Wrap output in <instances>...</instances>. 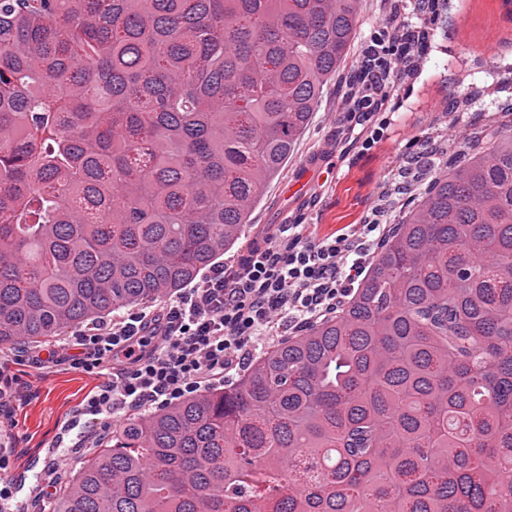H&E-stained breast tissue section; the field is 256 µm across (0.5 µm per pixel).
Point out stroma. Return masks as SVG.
<instances>
[{
    "mask_svg": "<svg viewBox=\"0 0 512 512\" xmlns=\"http://www.w3.org/2000/svg\"><path fill=\"white\" fill-rule=\"evenodd\" d=\"M437 20L421 26L424 61L420 68L398 72L386 101L393 125L388 139L362 154L346 147L341 110L346 80L356 67L348 57L324 91L323 101L286 169L268 186L235 246L242 253L254 235L274 224H315L320 233L372 217L394 224L400 202L382 197L384 184L403 167L412 140L431 137H477L493 114L512 112V0H436ZM500 44L488 55L489 44ZM469 96L470 110L459 112L457 99ZM321 161L328 176L315 175L302 198L285 196L284 188L306 164ZM22 386L14 408L13 457L0 481L10 485L8 512H50L31 488L44 491L56 484L55 452L78 420V406L96 385L95 376L57 368L27 365L12 368Z\"/></svg>",
    "mask_w": 512,
    "mask_h": 512,
    "instance_id": "1",
    "label": "stroma"
}]
</instances>
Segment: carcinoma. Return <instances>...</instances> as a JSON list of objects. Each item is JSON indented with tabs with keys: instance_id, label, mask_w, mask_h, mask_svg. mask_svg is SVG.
Returning a JSON list of instances; mask_svg holds the SVG:
<instances>
[{
	"instance_id": "obj_1",
	"label": "carcinoma",
	"mask_w": 512,
	"mask_h": 512,
	"mask_svg": "<svg viewBox=\"0 0 512 512\" xmlns=\"http://www.w3.org/2000/svg\"><path fill=\"white\" fill-rule=\"evenodd\" d=\"M358 27L356 0H0V346L213 267ZM53 512H512V120L336 316L113 429Z\"/></svg>"
}]
</instances>
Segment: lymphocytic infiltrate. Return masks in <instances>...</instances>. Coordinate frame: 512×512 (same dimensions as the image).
<instances>
[{
  "label": "lymphocytic infiltrate",
  "instance_id": "1",
  "mask_svg": "<svg viewBox=\"0 0 512 512\" xmlns=\"http://www.w3.org/2000/svg\"><path fill=\"white\" fill-rule=\"evenodd\" d=\"M421 46L418 30L388 20L361 41L342 95L344 132L360 152L388 138L387 89L397 69L418 65ZM391 231L377 219L323 236L313 224L278 225L158 306L19 351L17 360L99 377L79 412L108 433L114 422L232 384L271 338L335 315Z\"/></svg>",
  "mask_w": 512,
  "mask_h": 512
}]
</instances>
